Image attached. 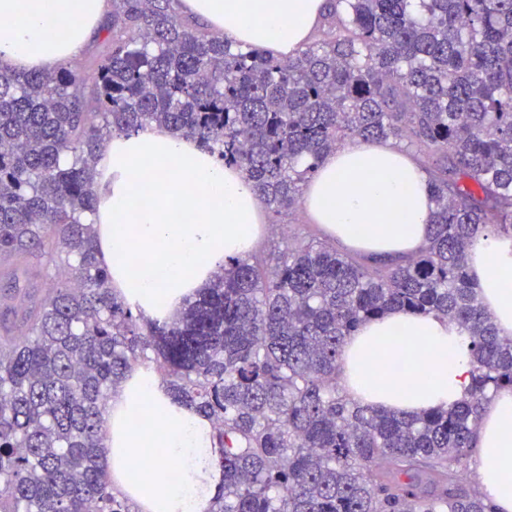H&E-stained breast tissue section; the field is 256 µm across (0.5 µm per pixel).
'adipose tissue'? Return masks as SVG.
Returning <instances> with one entry per match:
<instances>
[{
  "mask_svg": "<svg viewBox=\"0 0 512 512\" xmlns=\"http://www.w3.org/2000/svg\"><path fill=\"white\" fill-rule=\"evenodd\" d=\"M224 38L292 55L320 25L327 0H182ZM109 0H0V62L52 70L79 57L98 33ZM100 248L112 286L150 316L175 315L207 288L226 257L251 250L263 219L252 185L197 149L192 139L152 127L116 135L95 177ZM302 207L337 240L377 254L408 252L428 234L427 176L389 143L348 141L327 156ZM485 309L512 334V244L484 236L469 252ZM467 339L446 319L394 310L366 322L342 348L338 384L348 398L409 415L463 402L470 385ZM106 464L129 490V471L148 467L135 492L146 512H203L216 494L208 424L170 404L159 378L138 371L113 393L105 415ZM483 491L512 512V389L486 404L473 448Z\"/></svg>",
  "mask_w": 512,
  "mask_h": 512,
  "instance_id": "obj_1",
  "label": "adipose tissue"
}]
</instances>
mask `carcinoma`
Wrapping results in <instances>:
<instances>
[{
	"label": "carcinoma",
	"instance_id": "obj_1",
	"mask_svg": "<svg viewBox=\"0 0 512 512\" xmlns=\"http://www.w3.org/2000/svg\"><path fill=\"white\" fill-rule=\"evenodd\" d=\"M174 2L112 0L89 74L0 63V257L14 260L0 276L47 286L0 332V512H132L103 423L138 365L211 425L222 487L205 512H496L458 465L491 393L512 387V336L468 265L480 237L512 239V0H330L324 37L291 57ZM155 125L239 169L275 213L346 140L392 137L428 177L427 241L232 256L176 318L146 320L113 293L88 215L104 136ZM393 309L467 334L462 404L410 416L339 393L347 336Z\"/></svg>",
	"mask_w": 512,
	"mask_h": 512
}]
</instances>
